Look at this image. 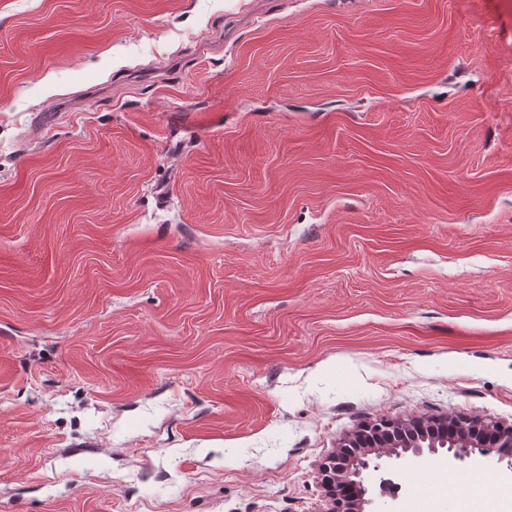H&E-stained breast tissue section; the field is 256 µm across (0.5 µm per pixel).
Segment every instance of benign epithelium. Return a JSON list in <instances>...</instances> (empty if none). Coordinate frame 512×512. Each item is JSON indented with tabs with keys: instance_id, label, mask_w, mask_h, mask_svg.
Here are the masks:
<instances>
[{
	"instance_id": "7a95c632",
	"label": "benign epithelium",
	"mask_w": 512,
	"mask_h": 512,
	"mask_svg": "<svg viewBox=\"0 0 512 512\" xmlns=\"http://www.w3.org/2000/svg\"><path fill=\"white\" fill-rule=\"evenodd\" d=\"M455 434L448 435V428ZM445 448L453 461L464 462L473 457L486 464L507 462L512 470V424L491 425L476 419L448 415L437 421L391 422L377 420L365 423L345 436L321 465L319 476L331 508L328 512H367L371 472L381 468L382 458H399L406 453L421 456ZM348 484L353 498L343 503L337 488Z\"/></svg>"
}]
</instances>
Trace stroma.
Wrapping results in <instances>:
<instances>
[{"label": "stroma", "instance_id": "obj_1", "mask_svg": "<svg viewBox=\"0 0 512 512\" xmlns=\"http://www.w3.org/2000/svg\"><path fill=\"white\" fill-rule=\"evenodd\" d=\"M446 414L512 424V0H0V512H327ZM450 423L455 434L448 438ZM337 448L319 470L331 505L327 512H375L365 509L373 502L366 497L369 493L367 484L371 472L381 468L377 461L384 457L400 458L409 452L418 457L425 449L434 454L438 448H447L453 461L464 462L476 457L486 464H500L507 460V466L512 470V424H488L450 414L431 422L377 420L365 423L355 433L345 436ZM342 484L354 489L353 498L346 504L336 493Z\"/></svg>", "mask_w": 512, "mask_h": 512}]
</instances>
